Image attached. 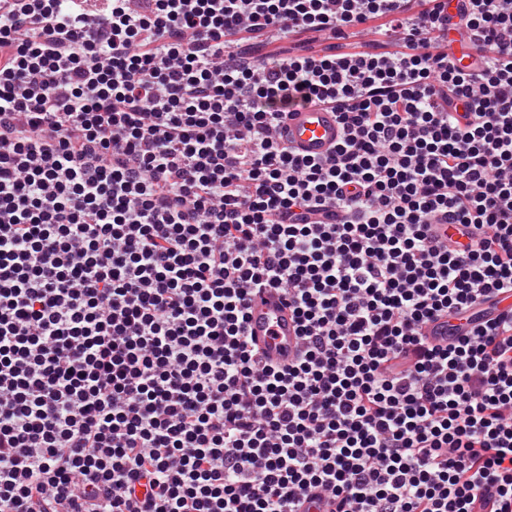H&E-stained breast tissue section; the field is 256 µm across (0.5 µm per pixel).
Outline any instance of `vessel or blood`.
Masks as SVG:
<instances>
[{"label":"vessel or blood","instance_id":"1","mask_svg":"<svg viewBox=\"0 0 512 512\" xmlns=\"http://www.w3.org/2000/svg\"><path fill=\"white\" fill-rule=\"evenodd\" d=\"M289 144L300 154L318 158L328 154L341 138L335 116L319 104L290 109L285 122ZM472 322L463 317H439L424 325L425 336L441 339L466 334ZM247 333L264 360L274 364L292 362L299 350L298 329L283 294L274 288L258 291L249 305Z\"/></svg>","mask_w":512,"mask_h":512}]
</instances>
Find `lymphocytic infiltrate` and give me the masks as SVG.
Listing matches in <instances>:
<instances>
[{"instance_id": "f902f5d3", "label": "lymphocytic infiltrate", "mask_w": 512, "mask_h": 512, "mask_svg": "<svg viewBox=\"0 0 512 512\" xmlns=\"http://www.w3.org/2000/svg\"><path fill=\"white\" fill-rule=\"evenodd\" d=\"M377 19L400 50L235 39ZM508 292L512 0H0V512H512V315L421 334ZM250 35L245 34L246 38L243 41H248L244 43L247 45V48L252 52L254 57L258 60L265 59L266 57H272L280 52H288V41H284L282 43L279 42H270L265 40L264 38L254 39L249 38ZM285 135L300 154L318 158L334 148L342 130L332 112H326L318 103H310L287 112ZM247 333L267 362L288 364L299 350L296 321L287 300L275 288L258 291L249 305ZM475 322L463 317H439L423 326L422 333L429 338L441 339L451 336L466 334Z\"/></svg>"}]
</instances>
